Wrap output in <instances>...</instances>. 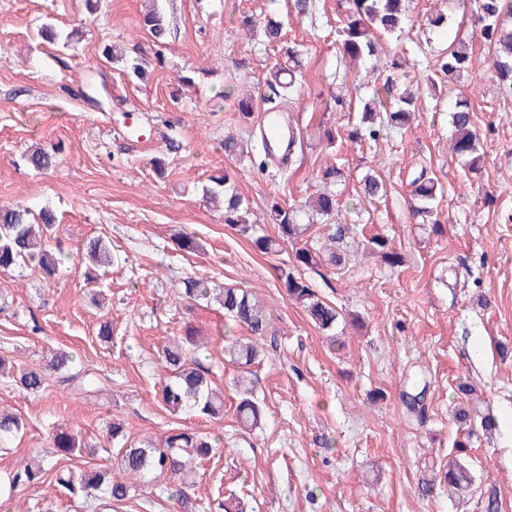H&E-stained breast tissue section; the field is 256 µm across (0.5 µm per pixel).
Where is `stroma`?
<instances>
[{
  "label": "stroma",
  "instance_id": "stroma-1",
  "mask_svg": "<svg viewBox=\"0 0 512 512\" xmlns=\"http://www.w3.org/2000/svg\"><path fill=\"white\" fill-rule=\"evenodd\" d=\"M145 0H0V205L32 212L52 209L55 237L72 253L102 238L113 263L98 267L105 295L95 305L85 264L73 262L49 279L36 265L0 272V356L15 369L43 368L53 351L73 354L76 365L107 376L89 392L49 379L36 395L0 378V411L24 423L0 445V481L50 450V434L77 435L61 462L85 471L109 467L126 447L162 443L174 431L199 432L217 442L192 462L190 488L136 477L130 496L109 507L43 484L0 496V512H204L208 503L236 494L244 512H480L482 493L495 484L501 512H512V87L492 74L494 55L478 29L465 23L470 7L459 0H412L400 37L379 36V52L352 67L341 52L346 16L337 0H310L300 15L289 0H158L170 37L155 50L140 26ZM447 11V29L427 18ZM282 24L281 44L262 29L242 28L243 16ZM50 22L79 37L62 48L43 42L38 27ZM463 39L471 68L448 76L438 62L454 39ZM140 45L155 53L146 81L131 80L122 63L105 60L104 45ZM300 51L299 76L288 106L297 147L285 177L265 158L256 131L269 104L268 70L281 45ZM197 87L180 102L171 93L182 69ZM396 78L398 90L418 89L407 127L376 140L344 139L371 94L374 79ZM107 85L103 107L84 101L88 85ZM257 102L250 118L238 110L241 94ZM471 101L483 159L478 169L449 148L448 106ZM145 138H136V131ZM234 134L248 158H227L224 137ZM180 140L177 152L166 149ZM56 147L59 163L38 172L19 161L24 150ZM163 170H155V158ZM341 168L339 223L354 237H387L402 256L388 266L378 257L349 254L337 267L304 270L326 301L342 310L336 330L346 346L330 350L304 309L289 300L280 279L295 244L261 253L225 226L202 188L229 171L266 233L273 202L301 204L316 191L325 167ZM445 187L439 233L425 230L409 207V183L420 170ZM380 176L383 197L359 203L366 173ZM193 233L195 250L179 244ZM215 286L255 291L268 330L251 369L259 380L265 419L246 433L235 416L232 380L240 369L224 356L230 327L217 301L188 304L179 292L186 275ZM110 324V339L98 335ZM204 340L199 362L224 395V414L203 420L174 417L159 396L169 374L159 349L174 336ZM429 383L426 417L417 420L401 400L413 372ZM471 400L458 401L459 383ZM493 416L495 433L466 436L457 405ZM125 426L112 440L110 422ZM331 447H323V439ZM468 439L465 452L455 443ZM469 469L473 484L457 495L441 488L432 497L421 482L446 469L449 459Z\"/></svg>",
  "mask_w": 512,
  "mask_h": 512
}]
</instances>
